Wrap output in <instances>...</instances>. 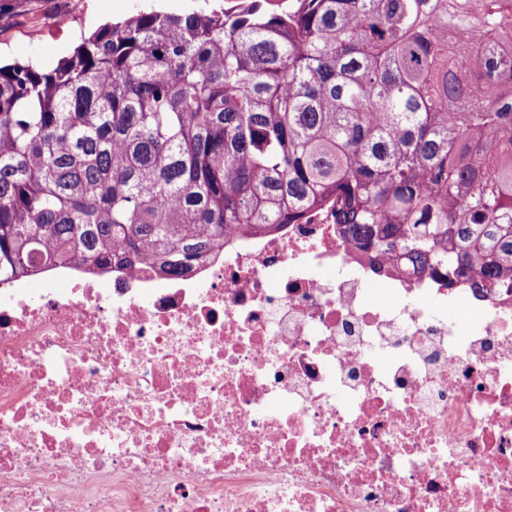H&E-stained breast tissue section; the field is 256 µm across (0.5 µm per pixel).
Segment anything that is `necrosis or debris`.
<instances>
[{"instance_id":"1","label":"necrosis or debris","mask_w":512,"mask_h":512,"mask_svg":"<svg viewBox=\"0 0 512 512\" xmlns=\"http://www.w3.org/2000/svg\"><path fill=\"white\" fill-rule=\"evenodd\" d=\"M0 512H512V289L377 276L328 208L7 282Z\"/></svg>"}]
</instances>
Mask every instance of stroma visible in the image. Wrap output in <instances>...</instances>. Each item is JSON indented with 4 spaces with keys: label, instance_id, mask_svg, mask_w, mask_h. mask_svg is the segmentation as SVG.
<instances>
[{
    "label": "stroma",
    "instance_id": "35a3bbf8",
    "mask_svg": "<svg viewBox=\"0 0 512 512\" xmlns=\"http://www.w3.org/2000/svg\"><path fill=\"white\" fill-rule=\"evenodd\" d=\"M203 0H0V63L32 60L51 67L70 53L80 34L124 20L150 5L182 13Z\"/></svg>",
    "mask_w": 512,
    "mask_h": 512
}]
</instances>
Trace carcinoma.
Here are the masks:
<instances>
[{"instance_id": "obj_1", "label": "carcinoma", "mask_w": 512, "mask_h": 512, "mask_svg": "<svg viewBox=\"0 0 512 512\" xmlns=\"http://www.w3.org/2000/svg\"><path fill=\"white\" fill-rule=\"evenodd\" d=\"M267 3L143 10L0 66V284L176 277L330 206L369 259L512 280V0Z\"/></svg>"}]
</instances>
